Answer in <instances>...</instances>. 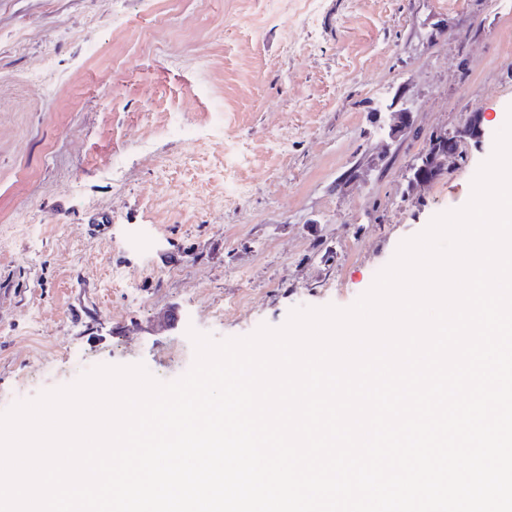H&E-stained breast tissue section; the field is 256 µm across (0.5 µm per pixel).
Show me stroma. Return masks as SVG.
<instances>
[{"label":"stroma","mask_w":512,"mask_h":512,"mask_svg":"<svg viewBox=\"0 0 512 512\" xmlns=\"http://www.w3.org/2000/svg\"><path fill=\"white\" fill-rule=\"evenodd\" d=\"M397 95L415 129L392 140L372 110ZM473 111L483 138L411 193L429 136ZM511 116L512 0H0V394L101 365L169 382L189 330L352 306L467 204Z\"/></svg>","instance_id":"1"}]
</instances>
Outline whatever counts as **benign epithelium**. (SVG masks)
<instances>
[{
	"mask_svg": "<svg viewBox=\"0 0 512 512\" xmlns=\"http://www.w3.org/2000/svg\"><path fill=\"white\" fill-rule=\"evenodd\" d=\"M388 136L396 139L413 126L412 111L407 106L396 108L391 104ZM484 136L483 118L479 112L467 114L464 122L453 131L433 133L425 150L409 165L411 189L425 188L438 178L451 173L461 155V145L467 140H479Z\"/></svg>",
	"mask_w": 512,
	"mask_h": 512,
	"instance_id": "benign-epithelium-1",
	"label": "benign epithelium"
}]
</instances>
